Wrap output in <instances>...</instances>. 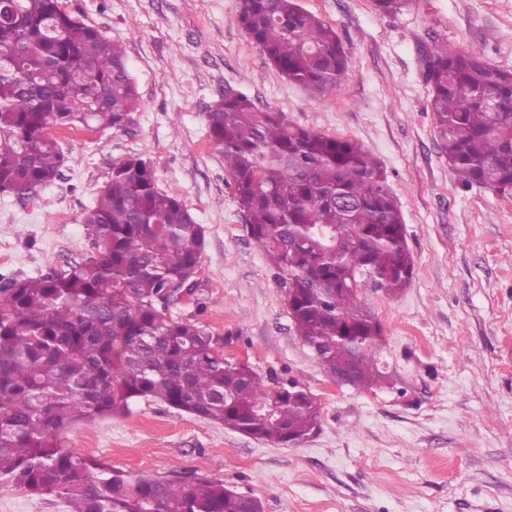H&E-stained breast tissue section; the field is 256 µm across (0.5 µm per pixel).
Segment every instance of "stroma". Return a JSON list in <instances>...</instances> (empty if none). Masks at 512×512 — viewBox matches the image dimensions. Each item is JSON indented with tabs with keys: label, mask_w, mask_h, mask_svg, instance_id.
Wrapping results in <instances>:
<instances>
[{
	"label": "stroma",
	"mask_w": 512,
	"mask_h": 512,
	"mask_svg": "<svg viewBox=\"0 0 512 512\" xmlns=\"http://www.w3.org/2000/svg\"><path fill=\"white\" fill-rule=\"evenodd\" d=\"M237 3L60 0L124 46L138 106L121 129L55 130L61 176L26 197L0 192V274L35 277L88 256L83 211L113 162L142 155L204 229L200 285L169 315L205 328L230 362L297 381L320 427L279 445L141 400L76 424L68 447L132 477L220 479L263 512H512V197L462 187L449 169L421 60L433 35L512 71V0H411L397 15L373 0H297L348 58L342 86L319 95L271 64L237 25ZM227 86L382 163L414 261L401 294L365 295L389 386L336 384L297 336L207 135V106Z\"/></svg>",
	"instance_id": "35a3bbf8"
}]
</instances>
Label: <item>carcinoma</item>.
<instances>
[{
    "label": "carcinoma",
    "instance_id": "cac0c4a2",
    "mask_svg": "<svg viewBox=\"0 0 512 512\" xmlns=\"http://www.w3.org/2000/svg\"><path fill=\"white\" fill-rule=\"evenodd\" d=\"M236 23L288 80L321 94L345 80L336 31L296 0H238ZM435 137L464 186L512 196V72L479 50L432 39L423 54ZM125 53L59 0H0V190L55 181L66 156L51 131L122 128L137 104ZM249 237L277 277L297 335L328 375L360 353L350 383L383 384L380 324L362 295L396 296L414 273L396 198L363 146L261 111L228 86L209 106ZM95 253L36 277L0 275V484L64 499L68 512H262L261 501L193 475L134 481L65 443L77 422L156 400L224 428L295 444L321 407L296 382L267 386L215 352L190 319L160 311L164 289L190 275L204 232L157 186L138 155L112 164L81 217Z\"/></svg>",
    "mask_w": 512,
    "mask_h": 512
}]
</instances>
